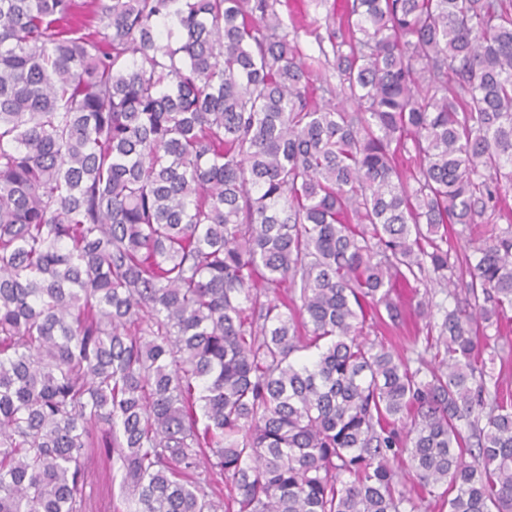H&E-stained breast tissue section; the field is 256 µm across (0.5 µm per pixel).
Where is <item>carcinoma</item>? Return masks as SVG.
Returning <instances> with one entry per match:
<instances>
[{
	"label": "carcinoma",
	"mask_w": 512,
	"mask_h": 512,
	"mask_svg": "<svg viewBox=\"0 0 512 512\" xmlns=\"http://www.w3.org/2000/svg\"><path fill=\"white\" fill-rule=\"evenodd\" d=\"M280 6L0 0V512H512V0ZM304 28L299 31L300 49L305 54L307 63H310L311 79L316 86L322 81H329L336 85L335 59L331 46L327 40V27L336 28L338 16H336V0H301ZM312 32V34H311ZM324 37L319 44L315 34ZM449 228V234H448V250L450 252L451 262L455 261V276L454 281L456 283V292L458 294L459 298H463L465 296V288L466 283L470 281V277L467 273H465V266L463 268L464 272L461 273V269L459 268V262L457 261V257L459 258L460 262L461 259L466 254H470V244H469V238L467 237V233L464 235H458V230H460L462 227L459 224H455L453 226H448ZM369 331H370V333H369L370 335L367 336L368 339L375 340V341H380L382 339L383 341L388 342L389 344L392 343L393 347L395 349L399 350L400 352H403V350H404V355L409 359L410 366L412 368H416L419 366V362H418L417 358H418V355H420V354H422L423 358L426 361L431 360V356L433 355V352L424 353L425 343L423 340V335H425V330H424V333H420V340L416 346L413 345L412 338L409 337V336H413V335H410L407 327L395 328V327L390 326V328L385 331L384 330L379 331V332H372V330H369ZM380 332H381V334H380ZM87 472V484L83 491L89 498L88 512H116L114 507L123 510L119 464L95 451L89 454Z\"/></svg>",
	"instance_id": "carcinoma-1"
}]
</instances>
